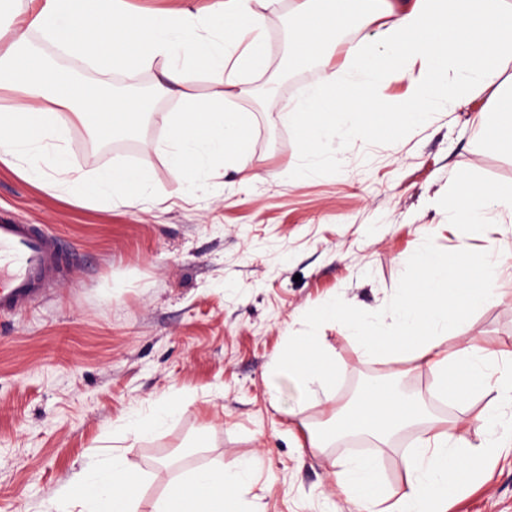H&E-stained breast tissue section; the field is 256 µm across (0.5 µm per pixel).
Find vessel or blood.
<instances>
[{
	"instance_id": "b4317fda",
	"label": "vessel or blood",
	"mask_w": 512,
	"mask_h": 512,
	"mask_svg": "<svg viewBox=\"0 0 512 512\" xmlns=\"http://www.w3.org/2000/svg\"><path fill=\"white\" fill-rule=\"evenodd\" d=\"M72 263L58 235L0 220V314L19 315L47 297Z\"/></svg>"
}]
</instances>
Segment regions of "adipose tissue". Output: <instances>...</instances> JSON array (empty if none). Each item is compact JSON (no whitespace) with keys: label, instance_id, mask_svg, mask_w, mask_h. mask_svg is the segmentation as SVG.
<instances>
[{"label":"adipose tissue","instance_id":"obj_1","mask_svg":"<svg viewBox=\"0 0 512 512\" xmlns=\"http://www.w3.org/2000/svg\"><path fill=\"white\" fill-rule=\"evenodd\" d=\"M11 42L0 49V163L46 193L96 205L140 204L150 187L147 172L112 162L109 172L89 171L68 158L70 127L91 136L133 133L153 110V99L176 101L165 116L166 136L157 144L187 185L208 172L248 163L249 122L230 104V91L261 71L269 55L266 5L273 0H218L203 12L189 6L136 11L130 0H19ZM362 17L377 24L370 37L336 43V24ZM291 59L295 62L343 52L345 72H330L325 84L288 102L291 119L304 124V149L297 167L306 178L335 164L336 143L368 134V117L402 128L452 111L465 98L498 85L501 60L512 57V0H294ZM102 73L157 70L152 100L114 101L56 73L34 43ZM206 71L209 90L197 94L192 76ZM411 76L399 111L380 104L376 91ZM481 134L512 154V93L501 95L480 124ZM448 221L461 227L494 224L501 238L479 258L462 256L474 280L449 289L446 266L422 250L389 305L388 318L339 311L338 321L367 356L406 352L435 376L436 393L468 401L487 391L495 404L479 417L482 445L465 450L423 404L369 387L336 429L363 427L376 443L418 422L428 424L405 459L404 476L390 486L377 457L359 453L336 464L335 479L357 512H446L463 480L475 476L484 449L508 435L498 407L512 405V351L467 344L445 350L448 337L475 308L496 303V285L512 272V190L468 186L448 203ZM303 388L335 383L340 367L322 360L313 336L293 337L288 359L276 367ZM256 459L236 468L214 467L173 480L153 512H253L247 494ZM147 476L126 457L107 455L88 463L59 491L57 512H137Z\"/></svg>","mask_w":512,"mask_h":512}]
</instances>
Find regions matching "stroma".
<instances>
[{
  "label": "stroma",
  "instance_id": "1",
  "mask_svg": "<svg viewBox=\"0 0 512 512\" xmlns=\"http://www.w3.org/2000/svg\"><path fill=\"white\" fill-rule=\"evenodd\" d=\"M292 15L291 0H276L270 62L232 100L249 120L248 171L258 181L228 169L207 175L205 194L188 195L156 150L174 107L167 99L112 144L80 127L68 135L71 159L87 169L119 158L148 172L156 195L138 206L75 204L0 164V218L42 225L75 255L47 299L0 316V512H50L89 454L112 449L148 476L139 512H152L181 474L251 457L261 462L248 494L258 512H318L324 497L333 512H354L334 477L349 440L317 454L306 443L368 382L408 387L463 446L480 443L477 417L494 393L437 401L426 366L363 355L322 312L386 310L425 227L432 255L451 265L499 238L493 226L449 225L448 203L468 182L512 189V157L474 134L503 90L396 135L345 137L334 165L300 177L302 129L279 107L319 87L344 57L290 66ZM498 288V301L471 311L447 349L474 337L512 350V279ZM310 321L342 374L306 394L272 371ZM161 400L179 402L174 422L141 438L124 432L132 411L148 416ZM481 465L448 512H512V446L490 449Z\"/></svg>",
  "mask_w": 512,
  "mask_h": 512
}]
</instances>
